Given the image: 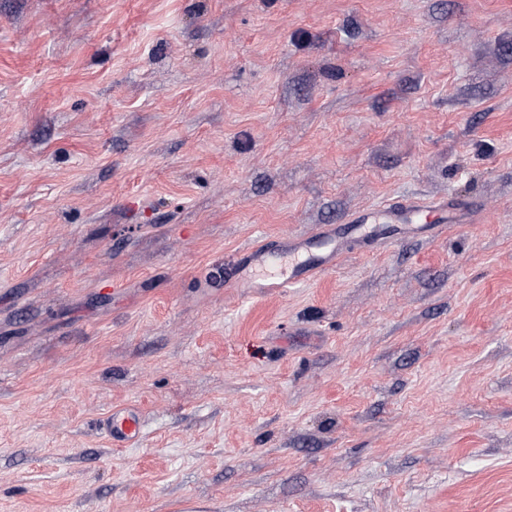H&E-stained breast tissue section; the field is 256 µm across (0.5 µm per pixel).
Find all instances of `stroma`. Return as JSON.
<instances>
[{
	"label": "stroma",
	"instance_id": "obj_1",
	"mask_svg": "<svg viewBox=\"0 0 512 512\" xmlns=\"http://www.w3.org/2000/svg\"><path fill=\"white\" fill-rule=\"evenodd\" d=\"M0 512H512V0H0ZM423 218L426 224L422 223ZM459 208L448 201H405L366 209L349 216L346 224L319 226L304 238L283 237L274 243L252 247L236 257L229 268V279L235 288H288L336 267L347 253L350 238L364 240L372 235L371 224H404L420 230H445L446 224H461ZM258 281H263L255 286ZM104 429L113 445L124 447L132 444L141 432L140 413L133 410L112 413L104 422Z\"/></svg>",
	"mask_w": 512,
	"mask_h": 512
}]
</instances>
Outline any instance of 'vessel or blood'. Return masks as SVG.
Masks as SVG:
<instances>
[{"instance_id":"b4317fda","label":"vessel or blood","mask_w":512,"mask_h":512,"mask_svg":"<svg viewBox=\"0 0 512 512\" xmlns=\"http://www.w3.org/2000/svg\"><path fill=\"white\" fill-rule=\"evenodd\" d=\"M460 221L459 208L444 201L410 200L362 210L345 224L320 226L304 238L284 237L251 248L232 261L229 279L236 288H251L259 282L267 288H287L333 270L347 252V241L370 237L374 225L404 224L419 230L428 224L442 230ZM104 429L113 445L132 444L141 432V416L133 410L112 414Z\"/></svg>"}]
</instances>
